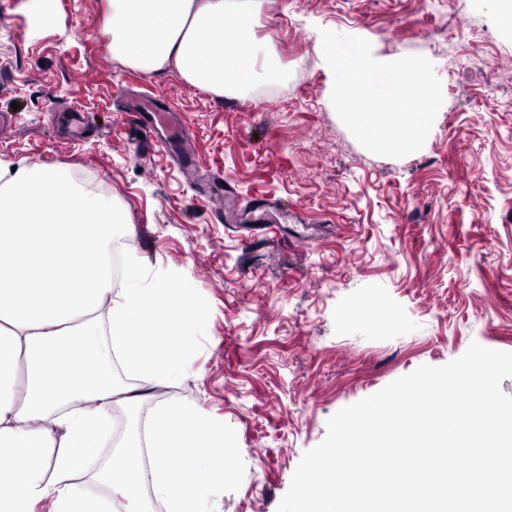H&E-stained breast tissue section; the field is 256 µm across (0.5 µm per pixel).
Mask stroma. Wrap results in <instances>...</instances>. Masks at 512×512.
I'll return each instance as SVG.
<instances>
[{
    "mask_svg": "<svg viewBox=\"0 0 512 512\" xmlns=\"http://www.w3.org/2000/svg\"><path fill=\"white\" fill-rule=\"evenodd\" d=\"M0 0V162L61 166L112 197L126 248L191 289L184 378L145 400L193 406L234 443L214 512H276L341 408L470 343L512 352V29L495 0H254L279 72L218 97L176 69L113 60L107 0H61L43 23ZM418 54L442 83L423 148H363L330 101L320 29ZM169 113L195 168L141 154L134 105ZM279 203L271 232L224 222Z\"/></svg>",
    "mask_w": 512,
    "mask_h": 512,
    "instance_id": "stroma-1",
    "label": "stroma"
}]
</instances>
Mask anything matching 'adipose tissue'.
I'll return each mask as SVG.
<instances>
[{
	"label": "adipose tissue",
	"instance_id": "1",
	"mask_svg": "<svg viewBox=\"0 0 512 512\" xmlns=\"http://www.w3.org/2000/svg\"><path fill=\"white\" fill-rule=\"evenodd\" d=\"M247 3L109 0L106 48L147 73L175 67L218 96L243 89L275 69ZM126 222L66 169L0 165V457L10 462L0 512H212L230 474L223 426L181 404L158 405L144 428L103 449L113 409L180 381L197 342L191 291L149 278L125 251ZM90 253L98 263L83 266ZM86 472L95 491L73 483Z\"/></svg>",
	"mask_w": 512,
	"mask_h": 512
}]
</instances>
